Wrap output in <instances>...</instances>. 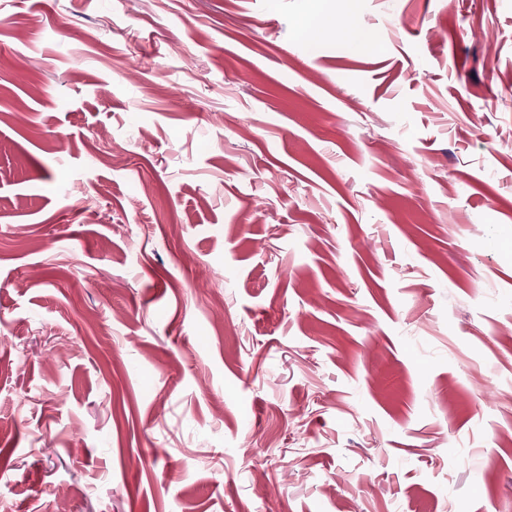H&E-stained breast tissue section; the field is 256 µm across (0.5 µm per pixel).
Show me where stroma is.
I'll return each instance as SVG.
<instances>
[{
	"label": "stroma",
	"instance_id": "stroma-1",
	"mask_svg": "<svg viewBox=\"0 0 512 512\" xmlns=\"http://www.w3.org/2000/svg\"><path fill=\"white\" fill-rule=\"evenodd\" d=\"M0 512H512V0H0ZM332 31H336V34L344 37L346 43L357 52L368 50L373 43V39L369 33L360 29L339 27L335 21H330L325 28L318 29L314 34V39L322 38Z\"/></svg>",
	"mask_w": 512,
	"mask_h": 512
}]
</instances>
